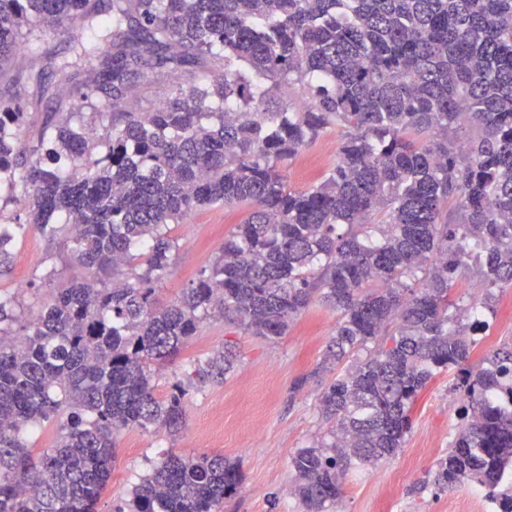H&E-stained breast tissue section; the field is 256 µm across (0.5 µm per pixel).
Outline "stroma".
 I'll list each match as a JSON object with an SVG mask.
<instances>
[{"mask_svg": "<svg viewBox=\"0 0 512 512\" xmlns=\"http://www.w3.org/2000/svg\"><path fill=\"white\" fill-rule=\"evenodd\" d=\"M191 78L186 71L155 70L149 81L138 82L131 105L149 111L165 99L173 83ZM70 86L61 76H49L43 95L25 102L24 142L36 138ZM340 143V129L330 128L304 147L286 169L289 184L301 190L315 183L318 175L335 166ZM246 214L243 208L204 207L184 223L173 225L171 236L177 249L171 272L157 291L161 302L179 297L217 260L225 237ZM8 251L7 262L0 268V292L13 295L18 311L28 318L50 300L52 288L86 274L74 262L61 235L50 239L24 231ZM335 323V311L316 304L286 336L272 342L222 320L204 321L198 335L155 374L158 397H165L177 385L187 386L183 427L175 433L163 428L121 430L112 475L97 512H113L128 499L133 485L150 473L165 451L221 454L238 463L242 482L237 493L225 499L224 512H301L292 493L290 460L299 449L326 438L330 424L319 409L318 382H309L294 396L289 388L322 361ZM226 348L235 355L233 371L190 382L188 375L197 364ZM461 405L448 375L432 381L415 406L403 447L393 457L352 471L337 512H448L449 503L464 491L437 486L434 469L459 432Z\"/></svg>", "mask_w": 512, "mask_h": 512, "instance_id": "35a3bbf8", "label": "stroma"}]
</instances>
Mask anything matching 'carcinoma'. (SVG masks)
I'll list each match as a JSON object with an SVG mask.
<instances>
[{"label": "carcinoma", "instance_id": "1", "mask_svg": "<svg viewBox=\"0 0 512 512\" xmlns=\"http://www.w3.org/2000/svg\"><path fill=\"white\" fill-rule=\"evenodd\" d=\"M78 23L66 53L44 26ZM30 88L44 61L85 79L36 142L0 104V198L22 201L13 232L54 236L61 217L91 275L54 289L25 319L0 294V512H96L114 434L178 432L188 390L155 395L154 365L209 319L272 340L311 305L336 311L322 365L355 358L322 391L328 438L291 458L304 512H332L358 464L402 448L421 392L445 372L465 426L435 484L477 483L512 512V345L471 364L512 288V0H0V79L21 48ZM199 68L149 112L127 106L135 77ZM299 86L306 106L266 112ZM98 118L94 129L86 114ZM339 160L303 190L285 168L329 127ZM249 208L222 257L160 304L176 243L169 225L207 206ZM469 269L479 297L456 295ZM233 369L229 349L198 365ZM56 422L34 455V427ZM241 483L219 454L163 455L115 512H221Z\"/></svg>", "mask_w": 512, "mask_h": 512}]
</instances>
